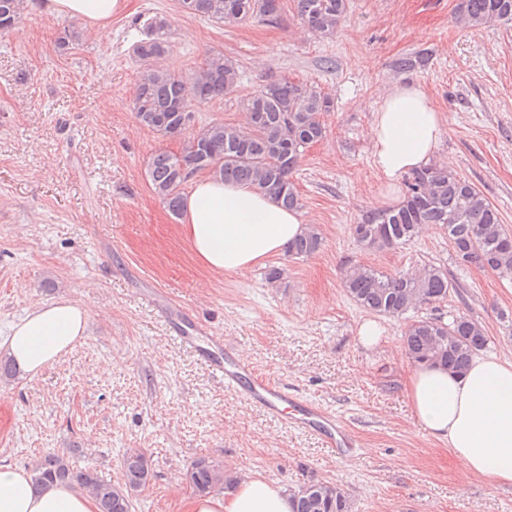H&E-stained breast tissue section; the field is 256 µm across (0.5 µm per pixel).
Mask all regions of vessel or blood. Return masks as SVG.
Wrapping results in <instances>:
<instances>
[{
  "label": "vessel or blood",
  "instance_id": "1",
  "mask_svg": "<svg viewBox=\"0 0 512 512\" xmlns=\"http://www.w3.org/2000/svg\"><path fill=\"white\" fill-rule=\"evenodd\" d=\"M208 348L201 358L213 375L228 387L243 388L248 399L265 414L279 418L288 403V393L270 377L261 375L248 363L241 361L233 348L222 337L207 338ZM294 427L316 433L323 445L332 452L348 456L352 453V440L338 425L336 418L318 404L305 400L299 404V414L293 417Z\"/></svg>",
  "mask_w": 512,
  "mask_h": 512
}]
</instances>
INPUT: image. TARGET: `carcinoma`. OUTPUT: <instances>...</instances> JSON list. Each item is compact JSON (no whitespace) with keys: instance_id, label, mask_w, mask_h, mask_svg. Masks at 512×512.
Masks as SVG:
<instances>
[{"instance_id":"carcinoma-1","label":"carcinoma","mask_w":512,"mask_h":512,"mask_svg":"<svg viewBox=\"0 0 512 512\" xmlns=\"http://www.w3.org/2000/svg\"><path fill=\"white\" fill-rule=\"evenodd\" d=\"M265 0H180L184 12L215 20L236 21L260 16L272 22L280 12L266 10ZM299 20L320 37L333 36L347 15L348 0H293ZM21 0H0V33L12 30ZM459 13L469 28L512 24V0H461ZM147 37L134 47L145 65L133 104L138 123L168 139L182 141L181 150H161L147 161L146 176L156 197L174 217L181 215L182 186L191 175L206 171L224 181L245 184L274 198L284 208L296 210L302 200L293 180L305 150L324 139L323 115L330 99L317 90L288 79L272 80L243 101L246 125L212 119L191 130L185 125L196 107L233 91L239 79L235 63L219 50L207 53L203 65L190 77L177 75L159 61L170 52L169 24L153 17L146 24ZM81 32L67 26L58 33L57 48L65 51L79 41ZM424 224H437L448 235L457 263L482 264L467 258L472 250L487 258L486 269L501 278H512V242L498 211L470 181L446 166L430 163L406 178V192L395 208L371 211L354 225L353 234L366 249H395L414 239ZM322 236L308 227L288 245V256L304 258L318 252ZM343 288L361 308L408 323L403 346L413 364L432 363L463 372L471 358L488 349L484 329L465 315L446 322L441 316L417 315L448 301L455 283L437 265L394 275L356 263L344 273ZM122 481L112 483L90 468L74 471L69 457L49 453L33 467L36 485L75 482L96 503L98 512H131L132 495L151 479L146 457L129 452L121 462ZM198 493L217 485H230L224 467L206 457L194 460L185 473ZM293 512H348L340 488L316 482L292 495Z\"/></svg>"}]
</instances>
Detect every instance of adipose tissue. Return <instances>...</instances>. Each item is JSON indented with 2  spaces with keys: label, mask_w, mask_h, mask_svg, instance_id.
<instances>
[{
  "label": "adipose tissue",
  "mask_w": 512,
  "mask_h": 512,
  "mask_svg": "<svg viewBox=\"0 0 512 512\" xmlns=\"http://www.w3.org/2000/svg\"><path fill=\"white\" fill-rule=\"evenodd\" d=\"M129 0H41L45 13L82 20L102 38ZM444 123L434 100L416 84L395 82L382 96L369 128L373 165L383 183L384 203L400 200V182L436 155ZM181 230L197 261L224 274L251 269L284 253L305 229L296 212L245 185L214 177L196 179L185 196ZM90 313L70 299L43 303L12 324L0 341L26 374L36 376L70 353L87 331ZM408 396L426 435L446 442L461 487L480 478L512 486V362L477 355L461 374L435 364L413 368ZM281 485L245 476L229 496L187 501L184 512H292ZM0 512H97L75 484L35 489L26 470L0 464Z\"/></svg>",
  "instance_id": "ef3b65f1"
}]
</instances>
